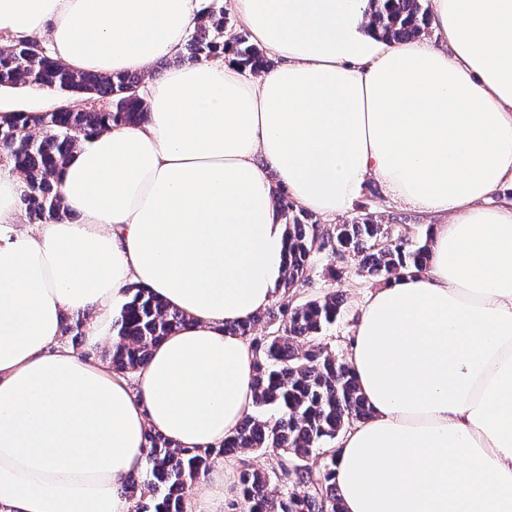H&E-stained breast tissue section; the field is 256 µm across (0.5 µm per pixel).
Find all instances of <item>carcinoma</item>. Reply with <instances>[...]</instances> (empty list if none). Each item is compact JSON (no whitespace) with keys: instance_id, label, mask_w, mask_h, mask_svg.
Segmentation results:
<instances>
[{"instance_id":"obj_1","label":"carcinoma","mask_w":512,"mask_h":512,"mask_svg":"<svg viewBox=\"0 0 512 512\" xmlns=\"http://www.w3.org/2000/svg\"><path fill=\"white\" fill-rule=\"evenodd\" d=\"M430 12L425 0H369V18L380 35L400 43L421 36ZM224 9L205 11L184 45L179 60L198 61L231 52L251 73L273 67L271 59L239 33L224 41ZM144 75L75 72L57 62L35 39H18L0 48V87L19 84L60 93L83 94L88 109L45 113L41 132L17 113L13 125L0 130V161L24 175L29 191L22 197L29 217L41 223L65 216L54 177L80 138L88 139L114 124L137 125L147 116L141 93ZM276 198L288 224V264L282 298L229 331L246 337L255 354L254 411L245 416L224 442L208 448H179L150 429L145 436L147 466L132 475L120 494L131 512H187V489L222 457L245 449L272 457L268 470L242 466L235 498L225 512H343L333 480L337 449L328 447L345 429L370 416L350 366L340 362L317 337L336 322L343 301L336 293L300 304L288 302V291L304 282L313 258L329 243L353 257L358 270L391 281L425 269L429 245H413L392 236L391 227L367 214L348 224L322 225L281 190ZM186 323L141 288H128V301L116 321L112 370L129 375L143 366L155 344ZM261 333H256L257 325ZM274 415L267 416V410ZM321 451L325 463L314 468L309 455Z\"/></svg>"}]
</instances>
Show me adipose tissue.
Returning <instances> with one entry per match:
<instances>
[{"instance_id":"ef3b65f1","label":"adipose tissue","mask_w":512,"mask_h":512,"mask_svg":"<svg viewBox=\"0 0 512 512\" xmlns=\"http://www.w3.org/2000/svg\"><path fill=\"white\" fill-rule=\"evenodd\" d=\"M206 0H0V34L75 71L175 56ZM437 44L393 43L369 0H233L277 68L233 55L148 79L146 120L83 141L56 181L70 218L22 228L0 165V512H129L120 489L154 428L205 448L253 408L255 356L229 333L273 300L288 260L281 186L336 217L368 179L434 225L425 270L369 295L348 363L371 417L342 437L344 512H512V0H431ZM187 324L126 378L60 343L112 335L127 290ZM191 512H224L226 460Z\"/></svg>"}]
</instances>
